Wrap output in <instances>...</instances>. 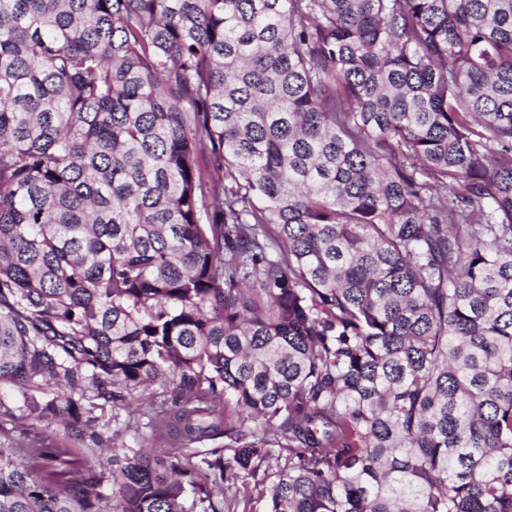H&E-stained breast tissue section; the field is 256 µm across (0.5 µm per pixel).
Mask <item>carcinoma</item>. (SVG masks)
<instances>
[{"mask_svg": "<svg viewBox=\"0 0 512 512\" xmlns=\"http://www.w3.org/2000/svg\"><path fill=\"white\" fill-rule=\"evenodd\" d=\"M170 377L269 512H512V0H0V421ZM86 462L0 448V512H222Z\"/></svg>", "mask_w": 512, "mask_h": 512, "instance_id": "cac0c4a2", "label": "carcinoma"}]
</instances>
